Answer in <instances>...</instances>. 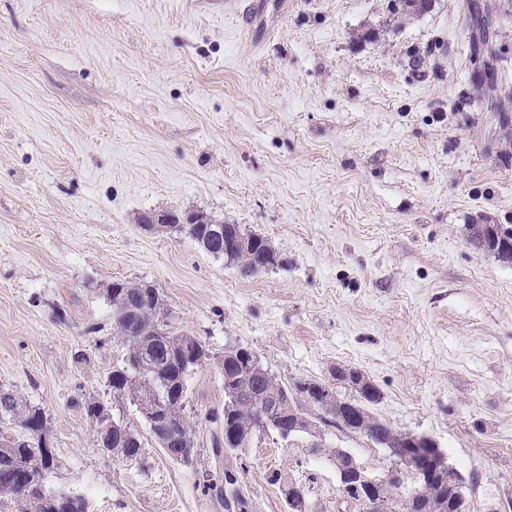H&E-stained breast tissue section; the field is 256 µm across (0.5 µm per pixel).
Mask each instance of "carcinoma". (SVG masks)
Instances as JSON below:
<instances>
[{"label":"carcinoma","instance_id":"obj_1","mask_svg":"<svg viewBox=\"0 0 512 512\" xmlns=\"http://www.w3.org/2000/svg\"><path fill=\"white\" fill-rule=\"evenodd\" d=\"M467 23L478 37L471 41V58L480 56L478 43H486L494 25V5L489 0H468ZM478 101L499 113L504 138L512 141V122L501 101L502 86L497 73H492L484 84H475ZM470 242L479 251L489 253L504 263H512V246L506 247L502 238L512 237V226L503 224H472ZM224 234L231 237L256 239L258 246L246 254L225 252L226 263L240 268L246 275L267 270L279 264V257L266 239L258 234L244 232L238 224L224 225ZM162 306L153 301L140 305L130 322L113 321L115 335L126 345L129 363L112 370L109 386L117 399L130 398L138 402L128 387L149 393L158 405V413L147 417L150 433L155 441L174 460H180L182 449L177 447L180 436L192 433L185 413L186 378L196 364L186 358L194 350L206 351V346L195 336L178 335L168 328L162 316ZM365 389L359 392L360 401L352 403L339 397L328 384L316 381H298L288 386L265 370L246 347L224 358V428L237 433V438L253 439L262 431H273L280 437L300 433L308 410L317 411L314 422L323 427L343 428L349 432L363 429L365 436L385 449L390 458L406 453L423 456L431 454L424 439L411 431H394L374 417L368 405L377 402L380 392L364 376ZM334 397L327 405L322 399ZM29 417L32 426L22 437L0 434V499L10 501L15 512H87V504L78 496L48 492L44 488L45 475L39 473L35 461L42 456L40 433L47 432L43 409L23 401L11 390L0 387V415L14 417L16 412ZM142 442L129 426L120 422L112 427V441L106 446L109 455L130 459L139 455ZM186 462L190 458L182 459ZM402 481L387 479L375 491L373 507L378 512H457L458 484L434 479H422L415 485L416 495L400 493Z\"/></svg>","mask_w":512,"mask_h":512}]
</instances>
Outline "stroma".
Here are the masks:
<instances>
[{
    "instance_id": "35a3bbf8",
    "label": "stroma",
    "mask_w": 512,
    "mask_h": 512,
    "mask_svg": "<svg viewBox=\"0 0 512 512\" xmlns=\"http://www.w3.org/2000/svg\"><path fill=\"white\" fill-rule=\"evenodd\" d=\"M491 50L512 90V0ZM466 0H0V386L44 409L45 487L88 512H284L271 472L339 512L327 451L391 467L364 436L258 434L224 452L220 364L249 348L280 382L359 370L369 411L432 437L469 512H512V264L472 224L512 225V145L472 100ZM420 67H413V56ZM196 211L268 240L254 275L150 211ZM146 282L210 358L187 377L197 455L170 459L108 385L125 347L104 290ZM142 440L115 459L77 407Z\"/></svg>"
}]
</instances>
